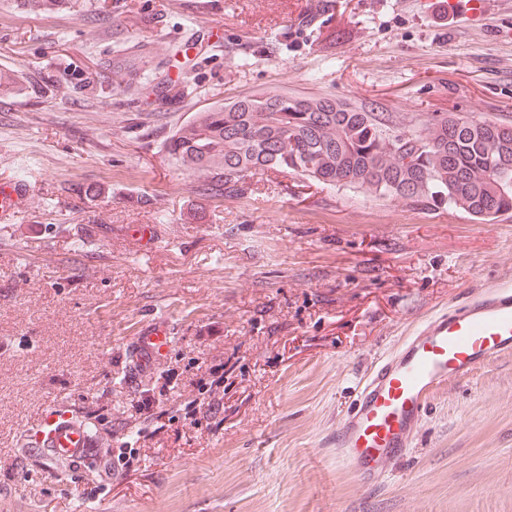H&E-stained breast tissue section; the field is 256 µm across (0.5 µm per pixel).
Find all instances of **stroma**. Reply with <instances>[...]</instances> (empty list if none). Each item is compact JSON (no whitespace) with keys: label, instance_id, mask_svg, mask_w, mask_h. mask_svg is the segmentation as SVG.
I'll use <instances>...</instances> for the list:
<instances>
[{"label":"stroma","instance_id":"35a3bbf8","mask_svg":"<svg viewBox=\"0 0 512 512\" xmlns=\"http://www.w3.org/2000/svg\"><path fill=\"white\" fill-rule=\"evenodd\" d=\"M0 0V512H512V353L430 399L362 485L333 443L379 359L512 285V211L480 222L278 171L203 199L167 152L215 104L277 90L427 122L512 125V0ZM155 224L141 252L129 227ZM171 346L133 372L154 319ZM223 373H216V366ZM153 397V412L136 402ZM59 408L112 424L95 462L29 448ZM25 12L47 13L63 7H73V0H13ZM69 5V6H68ZM26 193L24 184L15 181L0 182V217L16 213Z\"/></svg>","mask_w":512,"mask_h":512}]
</instances>
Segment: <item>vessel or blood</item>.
I'll use <instances>...</instances> for the list:
<instances>
[{
    "label": "vessel or blood",
    "mask_w": 512,
    "mask_h": 512,
    "mask_svg": "<svg viewBox=\"0 0 512 512\" xmlns=\"http://www.w3.org/2000/svg\"><path fill=\"white\" fill-rule=\"evenodd\" d=\"M25 193L22 183L0 182V217L16 213ZM168 343L167 322L152 323L131 349L133 369L152 367ZM511 352L508 287L475 295L410 336L394 357L376 367L336 427L333 441L345 449L356 477L373 485L387 460L411 448L434 392ZM93 446L86 423L61 411L43 419L33 450L49 464L83 466L89 463Z\"/></svg>",
    "instance_id": "vessel-or-blood-1"
}]
</instances>
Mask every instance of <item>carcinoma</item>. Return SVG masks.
<instances>
[{
    "mask_svg": "<svg viewBox=\"0 0 512 512\" xmlns=\"http://www.w3.org/2000/svg\"><path fill=\"white\" fill-rule=\"evenodd\" d=\"M14 2L30 13L75 5ZM167 151L188 170L216 175L206 198L243 195L254 176L278 170L424 208L461 204L482 222L512 210V126H461L453 114L398 128L389 115L345 101L270 91L201 112Z\"/></svg>",
    "mask_w": 512,
    "mask_h": 512,
    "instance_id": "1",
    "label": "carcinoma"
}]
</instances>
